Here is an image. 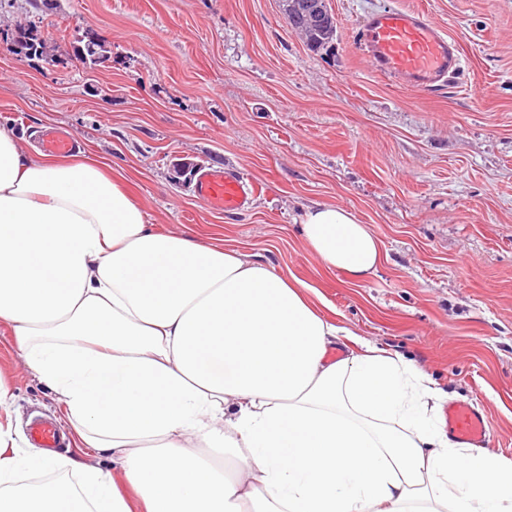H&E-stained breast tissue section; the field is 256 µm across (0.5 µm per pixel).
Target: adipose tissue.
I'll return each mask as SVG.
<instances>
[{
    "label": "adipose tissue",
    "instance_id": "ef3b65f1",
    "mask_svg": "<svg viewBox=\"0 0 512 512\" xmlns=\"http://www.w3.org/2000/svg\"><path fill=\"white\" fill-rule=\"evenodd\" d=\"M327 268L371 275L379 240L309 207ZM242 251L152 229L121 175L0 127V325L111 472L0 430V512H512V465L450 438L448 393ZM354 346L332 358L336 341ZM48 471L30 486L22 471Z\"/></svg>",
    "mask_w": 512,
    "mask_h": 512
}]
</instances>
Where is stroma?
Masks as SVG:
<instances>
[{
    "mask_svg": "<svg viewBox=\"0 0 512 512\" xmlns=\"http://www.w3.org/2000/svg\"><path fill=\"white\" fill-rule=\"evenodd\" d=\"M332 51L309 52L277 0H0V124L21 147L60 130L121 173L149 223L270 262L316 288L325 315L415 359L490 426L512 462V0H329ZM423 12L461 47L460 70L420 91L373 72L357 27L373 9ZM36 22L50 60L10 42ZM93 30L109 62L73 42ZM216 165L258 189L220 213L193 192ZM317 202L382 243L372 275L324 268L300 234ZM11 391L0 424L65 416L0 328ZM88 34H94V33H88L87 30L82 38H77L76 43L77 45L74 46V53L75 55L84 63H89V65L97 66L104 64L106 61L109 60L110 56L107 55L108 51L106 50V47L104 43L98 40V42H86L87 41V35ZM95 35V34H94ZM95 46V50L92 49V47Z\"/></svg>",
    "mask_w": 512,
    "mask_h": 512,
    "instance_id": "35a3bbf8",
    "label": "stroma"
}]
</instances>
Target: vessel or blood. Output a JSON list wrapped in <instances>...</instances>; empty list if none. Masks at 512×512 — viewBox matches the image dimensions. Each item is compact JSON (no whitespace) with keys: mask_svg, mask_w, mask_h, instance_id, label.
Wrapping results in <instances>:
<instances>
[{"mask_svg":"<svg viewBox=\"0 0 512 512\" xmlns=\"http://www.w3.org/2000/svg\"><path fill=\"white\" fill-rule=\"evenodd\" d=\"M360 44L374 72L420 90L442 85L462 63L457 43L424 13L414 10L371 12L360 27ZM194 193L211 209L230 213L245 209L255 188L222 167L203 166ZM445 418L449 430L461 442L477 445L489 437L485 418L469 403L449 404ZM31 435L40 447L60 445V433L50 422H34Z\"/></svg>","mask_w":512,"mask_h":512,"instance_id":"obj_1","label":"vessel or blood"}]
</instances>
